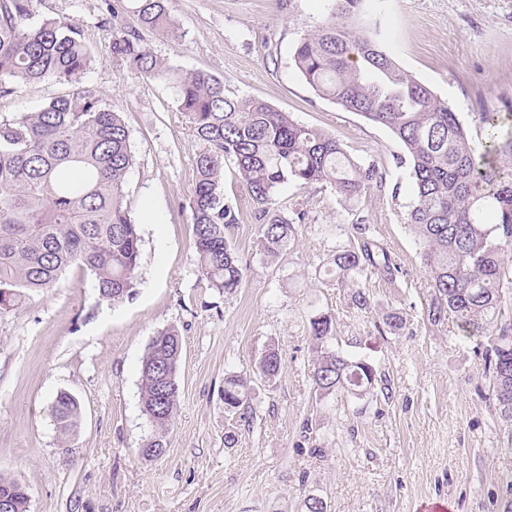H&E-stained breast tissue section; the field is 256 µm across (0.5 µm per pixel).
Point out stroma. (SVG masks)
<instances>
[{"mask_svg":"<svg viewBox=\"0 0 512 512\" xmlns=\"http://www.w3.org/2000/svg\"><path fill=\"white\" fill-rule=\"evenodd\" d=\"M329 0H173L175 35L144 32L172 68L204 70L226 94L259 98L298 123L334 134L346 153L375 164L383 185L352 200L326 184L282 186L283 212L305 219L286 251L261 255L248 189L224 168V200L237 213L226 237L245 277L237 292L212 288L193 248L190 197L202 148L171 84L112 55L103 0H32V20L79 26L92 51L83 83L119 112L136 163L124 186L142 239L133 292L113 303L72 267L49 292L0 315V474L25 485L29 512H502L512 473V426L494 407L484 355L490 337L468 336L455 316L429 324L434 290L406 224L414 189L385 127L324 99L295 69L292 48L323 21ZM376 18L395 62L448 100L473 141L479 117L512 127V0H380ZM53 77L0 97V114L37 110L65 94ZM402 273L372 277V306L353 308L326 260L354 243L353 215ZM403 318L382 328L386 313ZM335 319L332 345L372 363L379 388L355 399L316 394L309 319ZM181 338L179 403L163 455L141 454L152 426L142 413L140 367L154 336ZM278 349L268 380L257 362ZM250 376L247 414L224 409V379ZM81 404L62 437L57 394Z\"/></svg>","mask_w":512,"mask_h":512,"instance_id":"obj_1","label":"stroma"}]
</instances>
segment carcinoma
Masks as SVG:
<instances>
[{
	"label": "carcinoma",
	"instance_id": "carcinoma-1",
	"mask_svg": "<svg viewBox=\"0 0 512 512\" xmlns=\"http://www.w3.org/2000/svg\"><path fill=\"white\" fill-rule=\"evenodd\" d=\"M112 16V55L145 76L173 80L180 110L203 144L197 154L190 209L193 247L212 287L228 294L242 285L244 268L224 235L237 223L225 203L224 164L243 176L259 223L263 255L275 258L295 236L302 215L276 207L289 182L328 183L353 199L382 181L373 164L351 159L336 137L298 124L286 112L253 98L224 93L221 80L205 71L176 72L145 45L144 30L176 33L172 0H104ZM369 0H333L329 17L301 37L293 62L321 97L390 130L404 149L414 200L407 224L422 249L434 288L426 311L436 325L454 314L475 336L490 335L485 374L502 420L512 424V322H497L512 300V131L495 114L481 113L486 144L474 145L458 113L423 82L402 70L386 49ZM31 0H0V96L55 77L70 85L63 96L36 112L0 116V290L14 310L32 293L50 290L71 267L90 272L100 295L119 302L131 295L141 256L138 224L124 193L135 164L130 132L119 113L82 83L90 49L69 22L29 23ZM357 244L336 247L328 258L336 285L351 289L359 310L371 307L365 283L393 280L400 266L376 239L373 225L356 219ZM313 350L311 380L319 394L337 390L355 399L377 381L374 366L330 347L334 321L328 313L309 320ZM181 341L160 332L141 364V406L153 428L142 455L165 451L164 436L175 419ZM281 356L270 348L259 375L273 379ZM250 378L224 379V409L247 405ZM55 418L68 436L80 418V402L60 393ZM5 512H28L29 493L0 476Z\"/></svg>",
	"mask_w": 512,
	"mask_h": 512
}]
</instances>
